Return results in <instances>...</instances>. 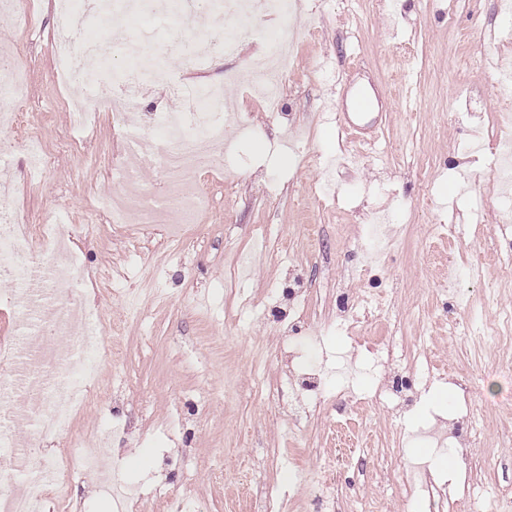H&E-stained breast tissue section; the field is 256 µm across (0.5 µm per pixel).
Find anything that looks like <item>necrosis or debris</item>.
Listing matches in <instances>:
<instances>
[{"mask_svg":"<svg viewBox=\"0 0 512 512\" xmlns=\"http://www.w3.org/2000/svg\"><path fill=\"white\" fill-rule=\"evenodd\" d=\"M58 4L53 75L81 93L64 138L72 140L90 131L93 111L107 108L123 129L125 156L136 158L151 153L159 163L166 188L162 198H155L149 188L138 182L134 169L125 164L116 171L114 182L126 189V197L100 200V207L114 224H159L170 210L179 211L184 224L196 223L207 194L200 177L220 161L215 148L223 143L228 128L238 123L236 114L225 103L223 86L174 79L163 70L151 78L139 68L128 70L117 82L106 83L109 57L139 51V43L129 36L124 18L128 12L141 9L140 0H95L94 15L107 19L110 29L109 40L98 42L88 39L86 20L71 15L70 0H58ZM215 8L217 13L238 18L239 26L233 33L200 29L195 12L185 7L178 15L179 28L173 40L153 49V57L179 52L186 68L205 73L214 57L238 58L242 43L253 38L264 16L279 10L280 4L278 0H217ZM294 57V42L284 40L249 60L232 77L243 84L263 87V101L269 111L276 113L281 109L279 86ZM158 81L167 96L178 103V111L158 112L152 121L127 125V113ZM47 237L58 246L67 243L68 225L32 224L24 230L14 223L8 229H0V266L11 269L27 319L48 317L54 335L67 336L73 332L74 315L65 303L67 285L79 258L70 252L66 257L55 256L49 263H41L35 250ZM80 345L79 355L62 360L45 352L37 336L31 334L0 340V358L9 360L15 381L12 390L0 393V406L12 413L22 402L32 401L31 436H57L64 440L54 462L55 470L60 472L76 464L85 472L99 474L102 491L113 497L118 512H127L130 504L141 501V494L113 479L110 464L99 449L68 435L78 407L90 398L99 363L121 362L125 353L117 344H105L96 333L82 336ZM49 490V484L41 477H33L22 490L12 489L0 495V512H43Z\"/></svg>","mask_w":512,"mask_h":512,"instance_id":"1","label":"necrosis or debris"}]
</instances>
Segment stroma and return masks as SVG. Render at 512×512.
I'll list each match as a JSON object with an SVG mask.
<instances>
[{
	"instance_id": "obj_1",
	"label": "stroma",
	"mask_w": 512,
	"mask_h": 512,
	"mask_svg": "<svg viewBox=\"0 0 512 512\" xmlns=\"http://www.w3.org/2000/svg\"><path fill=\"white\" fill-rule=\"evenodd\" d=\"M266 18L239 60L215 59L207 81L223 84L242 125L226 135V164L205 176L211 208L169 253L163 227L110 228L92 202L118 193L112 157L121 139L108 114L74 148L58 136L79 94L53 81L51 5L20 33L0 20V51L19 48L28 114L18 132L0 128V178L31 223L74 225L81 269L68 301L121 328L122 365L104 362L78 433L108 427L99 443L115 474L137 488L139 512H247L266 496L283 512H432L413 466L454 459L465 489L512 502V285L485 287L512 267L487 158L467 145L511 137L491 83L512 69V44L494 42L506 22L500 0H290ZM297 46L271 116L248 88L225 81L240 62L285 38ZM359 83L386 96L375 130L344 129L341 94ZM53 153L45 172L27 168L26 138ZM336 194L335 203L323 200ZM385 217L389 261L364 247L372 212ZM435 224L454 225L435 239ZM377 298L389 352L351 349L336 323L345 303ZM298 358L282 356L284 344ZM358 366L356 404L332 408L303 386L306 367L336 388V352ZM428 358L434 378L421 377ZM407 386L390 404L379 386ZM457 432L447 452L421 447L434 420ZM352 421L355 444L336 426ZM79 512H115L98 478L69 472Z\"/></svg>"
}]
</instances>
